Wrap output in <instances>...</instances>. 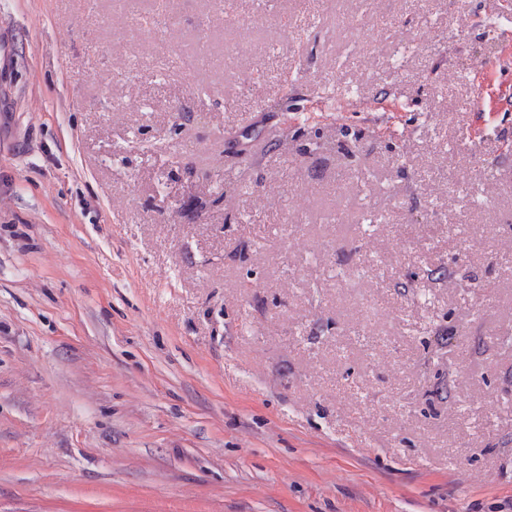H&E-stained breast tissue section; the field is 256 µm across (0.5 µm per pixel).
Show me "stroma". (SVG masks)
Returning <instances> with one entry per match:
<instances>
[{
	"instance_id": "stroma-1",
	"label": "stroma",
	"mask_w": 512,
	"mask_h": 512,
	"mask_svg": "<svg viewBox=\"0 0 512 512\" xmlns=\"http://www.w3.org/2000/svg\"><path fill=\"white\" fill-rule=\"evenodd\" d=\"M147 11L0 0V512H512V4Z\"/></svg>"
}]
</instances>
